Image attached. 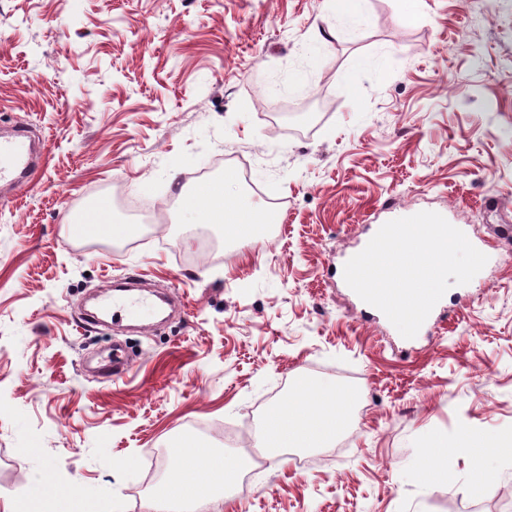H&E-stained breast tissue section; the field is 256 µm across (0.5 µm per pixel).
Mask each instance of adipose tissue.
Returning a JSON list of instances; mask_svg holds the SVG:
<instances>
[{"mask_svg":"<svg viewBox=\"0 0 512 512\" xmlns=\"http://www.w3.org/2000/svg\"><path fill=\"white\" fill-rule=\"evenodd\" d=\"M232 182L227 176L197 186L186 205L196 209L200 223L224 225L231 237L248 242L270 217L256 210L249 198L234 195ZM352 404L353 395L348 390L297 380L293 401L276 405L265 415L255 445L273 451L334 446ZM171 448L180 466L147 500V512H191L196 504L219 502L224 490L250 465L247 457L226 456L188 437L176 439Z\"/></svg>","mask_w":512,"mask_h":512,"instance_id":"ef3b65f1","label":"adipose tissue"}]
</instances>
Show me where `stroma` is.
<instances>
[{
  "instance_id": "1",
  "label": "stroma",
  "mask_w": 512,
  "mask_h": 512,
  "mask_svg": "<svg viewBox=\"0 0 512 512\" xmlns=\"http://www.w3.org/2000/svg\"><path fill=\"white\" fill-rule=\"evenodd\" d=\"M18 125L42 156L0 192V493L144 512L170 438L198 422L253 462L248 491L198 512H502L512 455L474 478L460 432L512 439V0H363L351 17L335 0H0V132ZM201 171L279 223L244 245L195 224L182 197ZM99 197L108 225L122 200L148 207L155 238H74ZM411 208L493 257L406 339L341 269ZM128 275L176 313L83 324ZM117 341L129 371L90 369ZM299 377L353 394L335 447H254Z\"/></svg>"
}]
</instances>
